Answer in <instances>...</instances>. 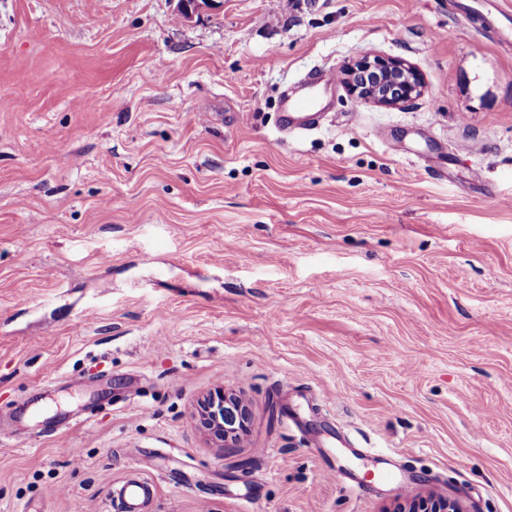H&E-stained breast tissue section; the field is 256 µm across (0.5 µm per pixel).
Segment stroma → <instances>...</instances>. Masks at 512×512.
Masks as SVG:
<instances>
[{"label":"stroma","mask_w":512,"mask_h":512,"mask_svg":"<svg viewBox=\"0 0 512 512\" xmlns=\"http://www.w3.org/2000/svg\"><path fill=\"white\" fill-rule=\"evenodd\" d=\"M464 3L512 11L0 0V512H109L133 459L150 512H512V18ZM366 55L421 96L278 131ZM329 429L395 479L325 478ZM335 82L334 72L315 69L308 75L303 93L289 96L287 91L282 94L279 103V130L307 132L318 128Z\"/></svg>","instance_id":"35a3bbf8"}]
</instances>
